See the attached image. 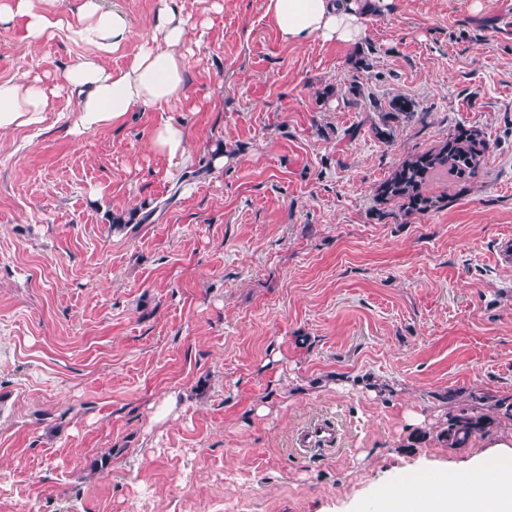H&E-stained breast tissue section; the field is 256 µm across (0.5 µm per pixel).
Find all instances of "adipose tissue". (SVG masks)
Listing matches in <instances>:
<instances>
[{"mask_svg":"<svg viewBox=\"0 0 512 512\" xmlns=\"http://www.w3.org/2000/svg\"><path fill=\"white\" fill-rule=\"evenodd\" d=\"M32 0H0V22L22 17L32 44L62 28L57 14L35 11ZM156 34L143 44L126 68L112 69L88 58L71 66L63 76V87L78 99V116L73 132L81 133L121 123L137 104L164 109L186 92L185 62L178 49L188 35L177 0H160ZM364 0H265V13L281 39L302 46L319 38L353 43L364 31ZM83 13L88 22L76 29L75 37L110 52L129 40L131 29L116 12L100 10L95 0H85ZM51 94L36 80L26 83L0 82V132L17 127L43 125L53 111ZM483 460H474L464 470L471 479V491L460 484L422 486L411 484L396 493L394 512H512V465L502 466L486 476Z\"/></svg>","mask_w":512,"mask_h":512,"instance_id":"ef3b65f1","label":"adipose tissue"}]
</instances>
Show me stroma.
Here are the masks:
<instances>
[{"instance_id": "obj_1", "label": "stroma", "mask_w": 512, "mask_h": 512, "mask_svg": "<svg viewBox=\"0 0 512 512\" xmlns=\"http://www.w3.org/2000/svg\"><path fill=\"white\" fill-rule=\"evenodd\" d=\"M99 3L132 30L116 69L159 3ZM180 4L186 95L80 134L62 76L94 47L0 23V81L56 93L0 135V512H378L494 456L511 420L440 433L512 401V0H385L358 42L301 48L263 0ZM164 120L189 165L150 149ZM461 128L473 175L430 179L425 212L378 197ZM322 419L336 446L297 451ZM494 406L498 416L481 412H461L450 415L445 432V440L448 445L451 448H464L475 434L485 432L493 426L497 417L512 419V402L496 401Z\"/></svg>"}]
</instances>
